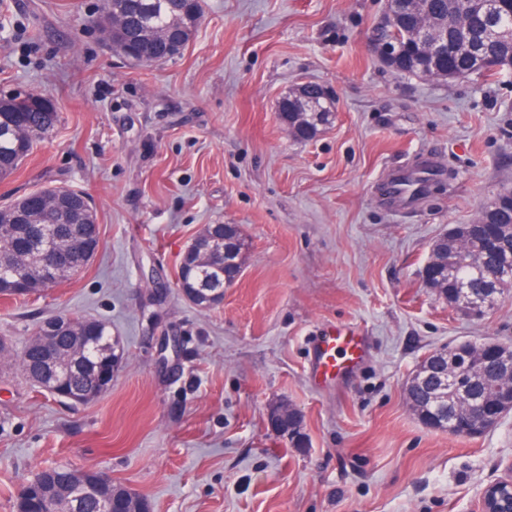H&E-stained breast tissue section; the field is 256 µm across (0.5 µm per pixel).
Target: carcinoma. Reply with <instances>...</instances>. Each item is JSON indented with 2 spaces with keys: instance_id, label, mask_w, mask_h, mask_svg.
<instances>
[{
  "instance_id": "carcinoma-1",
  "label": "carcinoma",
  "mask_w": 512,
  "mask_h": 512,
  "mask_svg": "<svg viewBox=\"0 0 512 512\" xmlns=\"http://www.w3.org/2000/svg\"><path fill=\"white\" fill-rule=\"evenodd\" d=\"M119 15L117 31L107 32L117 49L128 42L135 44L146 63L166 61L178 54L179 41H190L203 18V0H100L102 24L112 23ZM436 25L448 32V53L427 60L421 57L420 44L405 52L400 61L388 65L392 71L408 77H435L448 81L468 79L474 75L493 77L500 74L497 63L512 56V15L506 8L492 5L487 11L471 17L461 14L458 0H429L427 10L416 9L402 16L398 23L381 20L372 36L386 43L402 34L408 26ZM16 92H0V181L9 178L32 151L34 144L49 138L60 120L54 105L45 109L23 112L18 109ZM335 103L320 85H308L305 95L296 100L279 101V115L290 124L297 140H309L319 128L330 123ZM46 205L42 210L28 206L23 194L0 206V295L28 296L50 288L40 276L45 245L52 241L63 256L62 275L54 284L67 280L90 261L88 253L97 252L100 244L98 224L87 222L86 194L63 186L42 189ZM512 213V190L497 194L485 204L467 224H458L463 244L452 247L450 263L432 265L426 270L425 283L441 286L440 294L448 305L458 308V289L469 288L486 295L485 308L490 310L512 292V269H505L512 248V226L499 216ZM181 278L191 288L210 285L224 286L220 269L205 265L191 255L183 257ZM25 273L24 287L13 285V276ZM71 328L55 344L53 352H45L38 343L27 341L14 360L23 376L42 385L49 379L64 392L80 393L92 401L99 392L100 380L110 373L112 357V327L103 320L66 317ZM85 348L81 358L60 363L61 357L76 347ZM464 366L478 362L477 345L446 348ZM461 383L484 403L491 404L502 391L503 376L493 367L481 366L480 373L464 372ZM433 382L427 381L405 388V399L418 419L459 438L457 430H448V420L465 422L460 413L457 395L452 390L442 392L437 399ZM84 476V470L65 464L43 469L30 482L34 488L49 482L69 486Z\"/></svg>"
}]
</instances>
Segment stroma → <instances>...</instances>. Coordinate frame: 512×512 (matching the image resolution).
Here are the masks:
<instances>
[{
    "label": "stroma",
    "mask_w": 512,
    "mask_h": 512,
    "mask_svg": "<svg viewBox=\"0 0 512 512\" xmlns=\"http://www.w3.org/2000/svg\"><path fill=\"white\" fill-rule=\"evenodd\" d=\"M385 0H204L178 57L148 66L101 32L99 0H0V90L49 97L60 122L0 205L48 185L92 199L100 247L78 275L0 298V340L40 321H109L124 354L87 403L0 364V512L42 468L95 467L151 512H480L512 465V413L459 439L425 427L404 389L431 352L512 344V297L482 317L422 282L433 242L512 189V76L394 73L368 41ZM327 88L335 118L287 137L278 102ZM429 167L398 205L397 174ZM206 224L249 241L244 272L208 308L177 274ZM354 324L370 356L314 384L308 340ZM301 418L291 439L271 407Z\"/></svg>",
    "instance_id": "1"
}]
</instances>
